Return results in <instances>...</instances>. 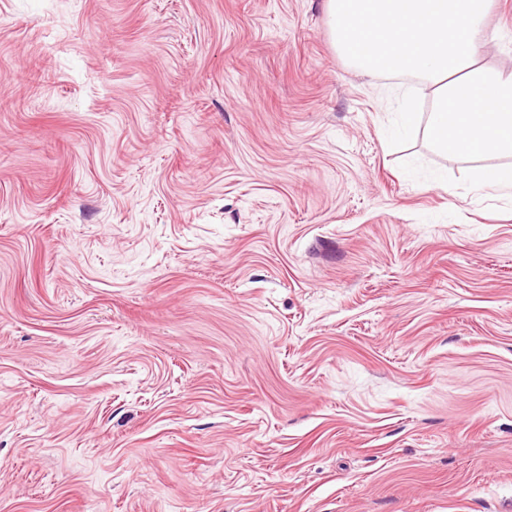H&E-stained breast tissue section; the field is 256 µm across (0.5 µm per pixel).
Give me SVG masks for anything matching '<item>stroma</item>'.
<instances>
[{"label":"stroma","instance_id":"35a3bbf8","mask_svg":"<svg viewBox=\"0 0 512 512\" xmlns=\"http://www.w3.org/2000/svg\"><path fill=\"white\" fill-rule=\"evenodd\" d=\"M326 2L0 0V512H512V156ZM474 183L477 187L497 188L512 193V169H485L478 172Z\"/></svg>","mask_w":512,"mask_h":512}]
</instances>
